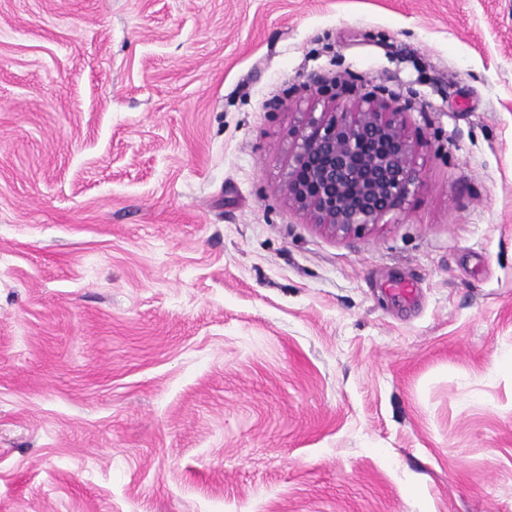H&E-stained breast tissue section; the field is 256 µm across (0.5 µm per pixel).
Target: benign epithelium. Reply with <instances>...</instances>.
Listing matches in <instances>:
<instances>
[{"mask_svg": "<svg viewBox=\"0 0 512 512\" xmlns=\"http://www.w3.org/2000/svg\"><path fill=\"white\" fill-rule=\"evenodd\" d=\"M406 107L377 104L311 121L284 185L313 223L359 237L398 209L418 180Z\"/></svg>", "mask_w": 512, "mask_h": 512, "instance_id": "obj_1", "label": "benign epithelium"}]
</instances>
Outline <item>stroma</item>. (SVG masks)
<instances>
[{
  "label": "stroma",
  "mask_w": 512,
  "mask_h": 512,
  "mask_svg": "<svg viewBox=\"0 0 512 512\" xmlns=\"http://www.w3.org/2000/svg\"><path fill=\"white\" fill-rule=\"evenodd\" d=\"M373 93L342 237L282 187ZM0 512H512V0H0ZM405 111L377 104L312 120L283 188L288 199L336 235L359 237L377 225L418 180Z\"/></svg>",
  "instance_id": "1"
}]
</instances>
